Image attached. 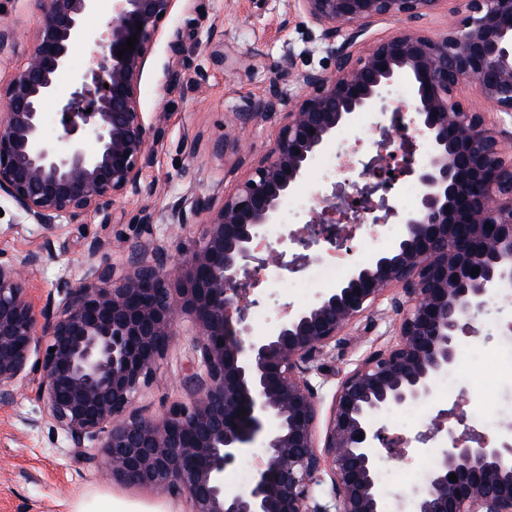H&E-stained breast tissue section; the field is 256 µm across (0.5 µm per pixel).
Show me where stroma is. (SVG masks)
Segmentation results:
<instances>
[{
    "mask_svg": "<svg viewBox=\"0 0 512 512\" xmlns=\"http://www.w3.org/2000/svg\"><path fill=\"white\" fill-rule=\"evenodd\" d=\"M19 31L13 51L0 60V80L21 68L35 45L40 23L37 0H0V24ZM291 55L296 70L328 71L334 62L319 40L318 30L288 7V0H177L159 30L146 60L139 89L140 109L158 130L154 162L141 180V190L115 205L108 224L94 216L46 234L26 223L14 204L0 198V253L15 257L45 249L42 265L28 279L37 308L56 300L59 280L80 279L89 266L91 241H105V258L125 263L129 246L143 237V210L154 212L155 234L169 245L192 247L202 225L177 227L164 216L176 204L186 206L229 191L249 169L234 153L214 151L213 144L232 133L235 112L266 96L272 65ZM398 316L389 299L380 300L368 318L352 325L319 360L309 380L317 390L318 432H325L333 395L343 377L373 351L393 342ZM472 328L463 345L494 350L512 338V288L493 297L486 313L470 314ZM191 340L182 336L160 361L152 384L140 392L135 409L155 416L173 401L184 399L180 386ZM454 396L465 397L467 419L476 430L512 442V382L499 379L493 361L463 362ZM439 408L425 399L391 408L380 419L391 432L408 438L405 456L383 459L380 467L396 473L428 471L443 444L433 439L415 443ZM107 495L143 508L144 512H190V503L160 492L109 482L74 456L63 432L45 421L32 380L18 382L15 399L0 404V512H71L81 499Z\"/></svg>",
    "mask_w": 512,
    "mask_h": 512,
    "instance_id": "35a3bbf8",
    "label": "stroma"
}]
</instances>
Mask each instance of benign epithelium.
Listing matches in <instances>:
<instances>
[{
  "label": "benign epithelium",
  "instance_id": "1",
  "mask_svg": "<svg viewBox=\"0 0 512 512\" xmlns=\"http://www.w3.org/2000/svg\"><path fill=\"white\" fill-rule=\"evenodd\" d=\"M174 2L113 0L112 19L94 40L83 21L96 0L39 2L34 49L0 83V196L27 223L56 233L92 214L108 224L116 202L141 190L156 128L140 112V80ZM443 2L294 0L319 29L334 69L296 75L285 55L274 65L268 95L235 113L238 129L277 114L282 125L233 192L167 212L168 224H204L184 259L171 262L146 212L145 239L131 247L128 266L94 262L106 246L94 241L84 276L59 281L57 308L40 312L25 271L43 263L44 252L0 253V403L14 399L19 379L33 377L47 421L81 460L119 483L185 498L191 512H385L378 465L406 454L410 441L375 419L428 397L433 378L456 365L465 319L512 283V158L502 149L512 138L503 118L512 117V0H465L462 18L429 36L419 22ZM384 18L405 27L354 50ZM133 35L134 51L118 57ZM91 41L100 48L98 68L60 101L61 133L49 139L42 104L56 95L57 76L74 50ZM400 78L409 81L410 104L396 109L375 153L359 161L360 179L343 164L344 177L323 209L290 236L295 252L263 248V228L278 223L281 200L313 157ZM290 79L299 92L286 97L281 83ZM464 79L488 111L461 101ZM411 129L429 146L424 162ZM405 178L420 185L421 195L415 210L400 215L391 191ZM397 215L407 232L390 251L355 266L307 308L285 307L273 329L252 333L249 310L257 300L250 296L263 269L296 272L305 252L323 242L349 248L346 225L384 224ZM474 268L480 272L473 276ZM393 287L398 340L341 382L319 447L308 375ZM186 321V400L146 417L134 399ZM464 404L459 399L437 413L448 419V427L436 428L446 449L415 512H512V443L468 425ZM257 441L265 461L250 492L227 495L224 472ZM452 474L457 480H449ZM326 475L329 500L322 503L316 487Z\"/></svg>",
  "mask_w": 512,
  "mask_h": 512
}]
</instances>
